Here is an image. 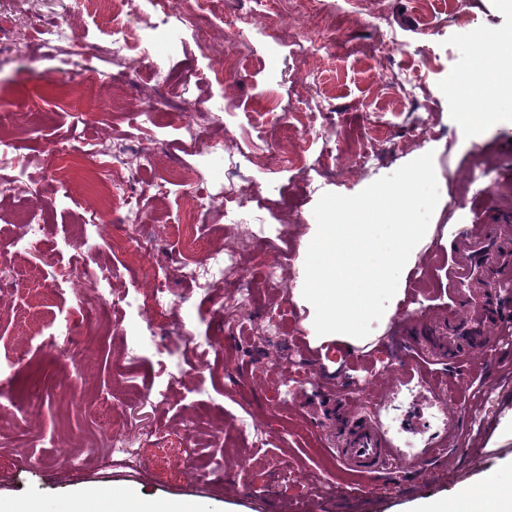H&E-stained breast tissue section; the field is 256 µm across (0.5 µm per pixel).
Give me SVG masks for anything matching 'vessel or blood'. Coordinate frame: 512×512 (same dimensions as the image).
<instances>
[{"instance_id":"1","label":"vessel or blood","mask_w":512,"mask_h":512,"mask_svg":"<svg viewBox=\"0 0 512 512\" xmlns=\"http://www.w3.org/2000/svg\"><path fill=\"white\" fill-rule=\"evenodd\" d=\"M494 256V239L481 233L474 240L461 244L449 263L446 272L448 294L455 297L456 302L442 314L444 330L438 337V349L465 348L475 356L483 339L512 334V315L494 308L491 289L481 285ZM396 381L418 388L423 397L432 401L444 403L448 400L446 392L435 386L419 356L404 361ZM385 409V402L378 400L368 411L358 413L352 419L345 446L339 451L345 464L366 473L398 468L409 474L421 456L437 455L441 448L446 447L449 435L457 427L456 412H448L444 434L434 436L424 452H404L381 428L380 420Z\"/></svg>"}]
</instances>
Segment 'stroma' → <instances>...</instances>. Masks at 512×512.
I'll return each instance as SVG.
<instances>
[{
	"instance_id": "35a3bbf8",
	"label": "stroma",
	"mask_w": 512,
	"mask_h": 512,
	"mask_svg": "<svg viewBox=\"0 0 512 512\" xmlns=\"http://www.w3.org/2000/svg\"><path fill=\"white\" fill-rule=\"evenodd\" d=\"M118 18L87 10L84 0H0V113H14L22 133L0 169H28L44 184L36 209L46 226L39 250L15 253L10 242L19 209L31 198L17 189L0 202V251L9 266L0 272V336L11 338L16 355L0 358L26 388L18 407L0 406V500L37 503L41 512H73L76 498L97 488L131 491L162 501L189 500L202 512H412L427 498L457 497L487 487L489 480L512 483V340L490 339L486 355L468 363L458 352L421 354L434 379L452 393L459 417L445 452L426 459L412 483L392 470L362 475L338 461L344 444L336 421L338 398L353 408L387 400L384 426L407 451L424 448L442 431L438 406L415 390L395 388L402 359L393 345L404 317L427 320L449 303L445 272L455 244L481 225L484 211L512 218V66L474 99L482 58L491 41L512 27L496 0H452L449 9L422 18L417 0H317L307 17L311 30L335 32L322 56H302L270 16L265 34L240 32L216 16L204 23L216 44L246 46L250 61L228 75L223 90L202 82L209 60L198 47L196 20L185 13L155 15L150 0H123ZM125 23L147 42L177 80L189 81L193 102L214 116V137L238 152L244 178L233 198H216L207 216L223 227L224 248L233 250L248 287L225 281L209 295L197 294L176 270L180 245L167 225L178 223L186 202L200 191L221 190L227 182L222 150L199 152L180 131L185 116L165 113L157 124L140 123L138 98L153 84L135 64L119 66L101 50L112 22ZM59 26L80 33L84 49L74 64H61L32 40L34 31ZM394 27L398 43L382 49L381 31ZM121 73L112 97L96 101L77 121L62 95L75 75ZM417 79L414 94L402 80ZM289 112L260 134L247 115L264 101ZM495 113L473 131L458 114L469 103ZM309 112L327 137L312 140L292 113ZM427 126L420 137L417 127ZM127 131L134 146L150 154L148 180L172 168L188 169L190 181L168 188L165 200L140 195L137 187L115 183L95 168L90 145L103 133ZM382 132L378 161L351 171L358 138ZM69 151L74 182L57 181L44 159L58 148ZM433 153L440 199L414 258L399 285L404 300L388 305L373 323L366 343L350 349L311 346L315 310L300 301L304 263L316 224L313 208L322 194L354 195L376 179ZM138 198L144 226L153 241L152 258L128 267L119 242L129 237L120 216L101 212L103 194ZM111 268L117 294H136L153 282L165 285L180 311L185 333L164 335L171 347L187 337L212 343L205 367L188 363L185 381L162 401L130 396L112 356L135 320L113 308L112 333L99 335L86 324L79 351L51 353L44 346L43 313H70L73 296L53 283L57 259ZM279 265L278 283L265 274ZM281 315L282 330L263 336L268 313ZM468 375L456 378L459 365ZM110 407L115 428L143 435L145 462L117 466L107 459L102 409ZM256 423L254 437L247 423ZM72 441L68 451L54 438ZM188 449V465L151 464L158 447Z\"/></svg>"
}]
</instances>
